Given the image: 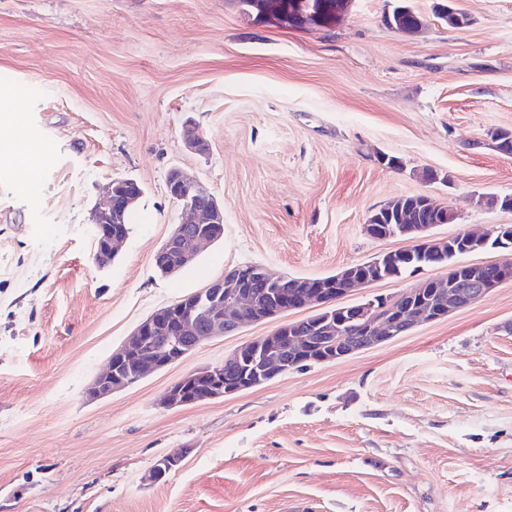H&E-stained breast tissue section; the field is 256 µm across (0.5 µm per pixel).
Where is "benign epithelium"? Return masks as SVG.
Wrapping results in <instances>:
<instances>
[{
    "instance_id": "1",
    "label": "benign epithelium",
    "mask_w": 512,
    "mask_h": 512,
    "mask_svg": "<svg viewBox=\"0 0 512 512\" xmlns=\"http://www.w3.org/2000/svg\"><path fill=\"white\" fill-rule=\"evenodd\" d=\"M309 16L315 18L317 25H323V13L309 11L307 0H297L295 11L288 14L272 0L258 12L262 19L290 24ZM167 189L182 207L185 219L174 225L154 261L189 264L204 245L213 241L214 227L224 224V208L202 181L182 169L170 171ZM141 194V187L132 180L114 181L107 186L105 201L93 216L94 260L98 265L112 263L128 235L127 214ZM430 229L425 224H408L380 231L370 218L365 224V231L374 239L399 236L408 240L412 243L410 253L415 247L426 250L460 244L462 253L467 254L486 246L494 235L498 238L496 246H512L511 224H502L485 236L460 233L436 238L429 234ZM511 279L512 260L507 257L482 265L457 261L448 266V276L443 279L423 280L379 305L371 301L344 307L338 304L339 299L353 288L378 281L379 275L365 272V266L356 263L336 273L330 290L312 291L308 282L293 296L280 289L288 276L274 277L264 267L250 265L156 310L142 321L112 353L107 370L90 384L87 396L99 399L125 389L180 361L206 337L232 333L246 323L279 317L292 310L318 307L319 315L283 322L270 335L236 349L224 362L183 376L167 389L162 403L178 408L234 395L313 360L311 354L318 345L324 348L322 361L344 358L400 336L418 323L441 320ZM257 282L266 286V304L251 317L252 297L247 289ZM178 463L175 456L159 458L149 479L161 480Z\"/></svg>"
}]
</instances>
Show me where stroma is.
I'll list each match as a JSON object with an SVG mask.
<instances>
[{
    "label": "stroma",
    "instance_id": "obj_1",
    "mask_svg": "<svg viewBox=\"0 0 512 512\" xmlns=\"http://www.w3.org/2000/svg\"><path fill=\"white\" fill-rule=\"evenodd\" d=\"M439 2L409 0L424 19L409 36L385 24V0L306 30L237 0H0V142L26 141L37 176L29 194L0 159V512H512V282L233 396L160 405L277 320L85 397L139 323L234 268L316 278L406 247L364 231L394 198L448 206L439 238L512 225L511 209L479 202L512 197V154L489 138L512 131V0H454L463 29ZM189 126L206 152L186 146ZM175 168L223 204L224 235L164 276L154 255L182 220ZM123 179L143 194L101 267L92 214ZM165 455L180 464L148 480Z\"/></svg>",
    "mask_w": 512,
    "mask_h": 512
}]
</instances>
